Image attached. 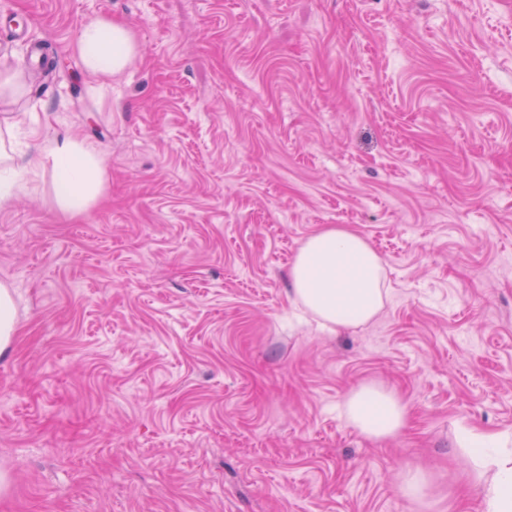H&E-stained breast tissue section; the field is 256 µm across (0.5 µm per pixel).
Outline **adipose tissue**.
Listing matches in <instances>:
<instances>
[{
	"label": "adipose tissue",
	"mask_w": 512,
	"mask_h": 512,
	"mask_svg": "<svg viewBox=\"0 0 512 512\" xmlns=\"http://www.w3.org/2000/svg\"><path fill=\"white\" fill-rule=\"evenodd\" d=\"M75 49L88 72L121 75L139 53L131 29L102 17L83 25ZM50 166L60 189L59 204L75 216L94 203L102 190L105 168L94 149L63 139L44 145L29 173ZM385 267L360 235L342 226L319 229L298 250L288 269L295 302L324 325L347 330L371 321L383 308ZM349 426L370 440H384L403 431L408 410L402 398L382 385L367 384L344 403ZM508 437L478 435L471 442L476 463L492 475L483 488L482 512H512V450Z\"/></svg>",
	"instance_id": "adipose-tissue-1"
}]
</instances>
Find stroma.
Listing matches in <instances>:
<instances>
[{"label":"stroma","mask_w":512,"mask_h":512,"mask_svg":"<svg viewBox=\"0 0 512 512\" xmlns=\"http://www.w3.org/2000/svg\"><path fill=\"white\" fill-rule=\"evenodd\" d=\"M0 131L100 153L63 215L51 169L0 203V512H481L464 434L512 435V0H11ZM140 53L89 75L84 24ZM382 257L388 300L333 332L288 268L327 225ZM396 390L398 436L344 401ZM15 332V303L11 290L0 284V354L9 347ZM349 426L370 440H384L403 431L408 410L402 398L383 385L367 384L353 391L344 403ZM433 476L430 472L423 469H408L402 473L399 481V488L403 495L411 500L416 511H419L425 492L432 487Z\"/></svg>","instance_id":"stroma-1"}]
</instances>
